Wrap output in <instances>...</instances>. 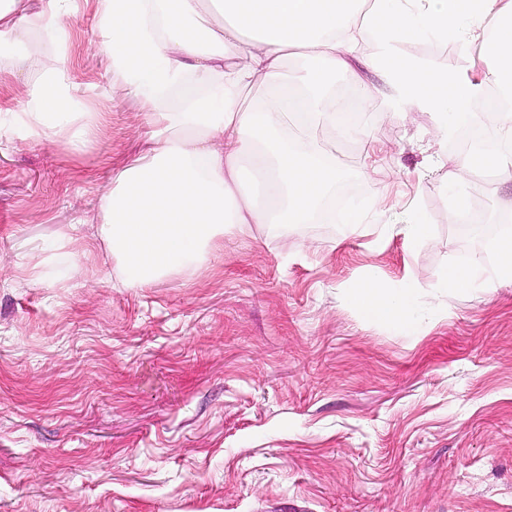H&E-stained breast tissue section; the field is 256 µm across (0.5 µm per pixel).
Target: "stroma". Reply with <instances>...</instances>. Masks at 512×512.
I'll use <instances>...</instances> for the list:
<instances>
[{
  "label": "stroma",
  "mask_w": 512,
  "mask_h": 512,
  "mask_svg": "<svg viewBox=\"0 0 512 512\" xmlns=\"http://www.w3.org/2000/svg\"><path fill=\"white\" fill-rule=\"evenodd\" d=\"M66 41L15 69L0 42V512H512V283L465 292L444 270L492 265L497 234L460 238L445 173L462 152L430 139V115L378 119L368 140L319 143L346 174L341 220L228 236L196 272L126 285L97 237L113 175L145 147L148 118L112 97L95 51L93 0ZM433 68L484 67L434 36L398 46ZM52 69L98 128L68 145L15 123ZM378 173L363 176L367 147ZM438 155L441 167L426 164ZM487 216L512 213V173L461 185ZM385 198V211L373 203ZM426 217L417 244L386 225ZM67 238L70 274H46ZM376 277L421 281L416 329L367 321L348 300Z\"/></svg>",
  "instance_id": "stroma-1"
}]
</instances>
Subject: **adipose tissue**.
I'll return each instance as SVG.
<instances>
[{
    "label": "adipose tissue",
    "instance_id": "adipose-tissue-1",
    "mask_svg": "<svg viewBox=\"0 0 512 512\" xmlns=\"http://www.w3.org/2000/svg\"><path fill=\"white\" fill-rule=\"evenodd\" d=\"M69 4L0 0V39L22 46L17 67L39 54L27 39L28 17L59 37ZM96 11L113 96L133 97L155 128L153 145L115 173L100 205L99 237L129 284L196 271L225 236L251 234L254 225L287 231L311 222L341 177L317 131L365 133L364 125L340 119L327 76L349 70L367 39L380 47L372 65L387 87L386 119L429 113L441 140L463 120L496 131L498 149L466 156L453 181L512 168V0H96ZM430 34L465 51L486 43L493 64L462 75L398 57L399 44ZM293 54L304 61L295 73L285 68ZM257 84L269 95L245 103L243 91ZM493 90L505 103L478 109ZM174 92L180 103L170 109L165 102ZM31 98L23 127L69 138L77 86L49 71ZM495 250L492 266L447 269V284L477 291L511 283L512 235H502ZM349 303L367 320L395 326L411 324L418 311L413 288L375 277L353 288Z\"/></svg>",
    "mask_w": 512,
    "mask_h": 512
}]
</instances>
